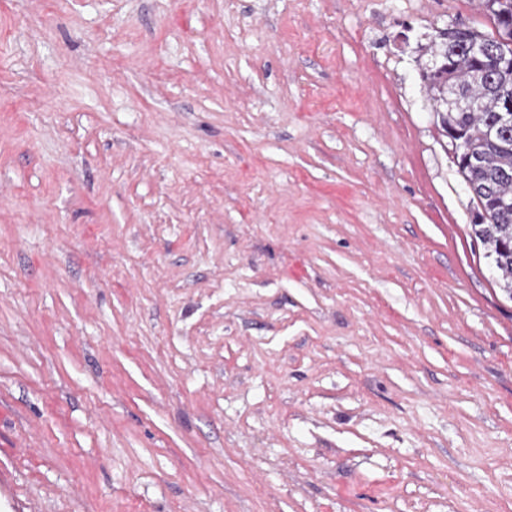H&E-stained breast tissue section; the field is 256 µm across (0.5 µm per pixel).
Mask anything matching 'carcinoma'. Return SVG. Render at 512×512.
<instances>
[{
    "mask_svg": "<svg viewBox=\"0 0 512 512\" xmlns=\"http://www.w3.org/2000/svg\"><path fill=\"white\" fill-rule=\"evenodd\" d=\"M475 2L491 29L463 24L436 30L422 47L430 60L421 77L446 136L460 144L455 166L474 204L471 230L512 298V124H500L501 93L512 95V66L499 63L512 45L497 39L512 23V0Z\"/></svg>",
    "mask_w": 512,
    "mask_h": 512,
    "instance_id": "cac0c4a2",
    "label": "carcinoma"
}]
</instances>
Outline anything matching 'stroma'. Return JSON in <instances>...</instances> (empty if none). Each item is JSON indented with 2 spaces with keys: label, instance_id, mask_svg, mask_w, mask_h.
<instances>
[{
  "label": "stroma",
  "instance_id": "stroma-1",
  "mask_svg": "<svg viewBox=\"0 0 512 512\" xmlns=\"http://www.w3.org/2000/svg\"><path fill=\"white\" fill-rule=\"evenodd\" d=\"M473 0H0V512H512V298L418 63Z\"/></svg>",
  "mask_w": 512,
  "mask_h": 512
}]
</instances>
